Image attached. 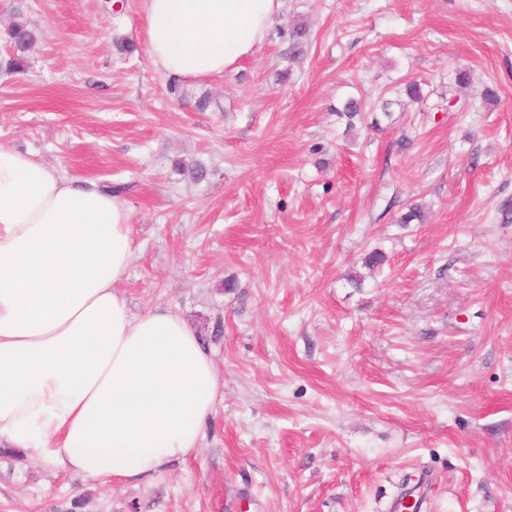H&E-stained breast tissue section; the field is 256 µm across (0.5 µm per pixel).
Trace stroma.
<instances>
[{
    "label": "stroma",
    "instance_id": "1",
    "mask_svg": "<svg viewBox=\"0 0 512 512\" xmlns=\"http://www.w3.org/2000/svg\"><path fill=\"white\" fill-rule=\"evenodd\" d=\"M0 145L124 185L117 288L182 317L223 392L199 450L138 483L0 454V512H389L406 487L512 512V0H281L203 82L153 67L142 0H0ZM9 37L12 40V55L6 67L13 72L25 71L28 66L27 52L36 40V33L26 22H16L10 29Z\"/></svg>",
    "mask_w": 512,
    "mask_h": 512
}]
</instances>
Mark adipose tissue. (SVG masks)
Returning a JSON list of instances; mask_svg holds the SVG:
<instances>
[{"instance_id":"ef3b65f1","label":"adipose tissue","mask_w":512,"mask_h":512,"mask_svg":"<svg viewBox=\"0 0 512 512\" xmlns=\"http://www.w3.org/2000/svg\"><path fill=\"white\" fill-rule=\"evenodd\" d=\"M281 0H143L155 69L222 77ZM120 196L0 148V446L90 478L138 482L196 452L221 396L212 359L170 311L133 315Z\"/></svg>"}]
</instances>
